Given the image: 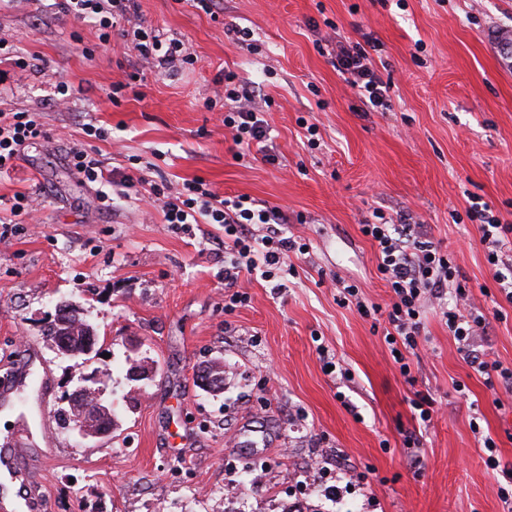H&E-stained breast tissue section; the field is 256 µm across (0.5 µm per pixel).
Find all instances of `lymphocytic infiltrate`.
<instances>
[{
	"label": "lymphocytic infiltrate",
	"instance_id": "f902f5d3",
	"mask_svg": "<svg viewBox=\"0 0 512 512\" xmlns=\"http://www.w3.org/2000/svg\"><path fill=\"white\" fill-rule=\"evenodd\" d=\"M58 6L74 19L90 20L99 31L101 44H110L113 35H120L124 47L135 53L141 65L155 72L194 62L183 40L145 30L138 16L137 0H58ZM336 68L371 107L388 109L390 86L382 80L374 58L364 48L338 45ZM215 84L222 87L228 103L224 126L234 144L247 148L262 145L267 128L256 108L262 95L261 84L232 71L220 73ZM46 136L38 111L0 110V172L13 169L25 145ZM70 158L73 169L88 182L110 185L120 179L144 186L148 199L160 203L166 223L176 227L199 222L223 225L224 285L232 290L230 305L245 301L244 295L234 290L242 273L258 270L266 278L276 269L294 273V265L287 262L289 253L303 254L308 249L307 244L282 235L280 226L287 223L288 215L280 207L257 205L245 195H218L206 189L199 179L175 189L142 176H124L119 168L105 167L92 148L82 142L71 148ZM468 216L476 221L480 240L487 246L486 260L493 282L505 300L512 303V262L504 258L512 251V225L501 223L487 206L477 203L471 204ZM360 232L374 247L377 276L391 292L385 334L393 361L405 380L413 378L409 357L424 330L425 312L432 309L438 311L466 362L485 385L512 392V369L488 359L484 350L474 344L475 336L486 327L483 316L464 305L448 303L449 293L461 297L466 294L454 257L427 239L422 224L407 213L389 216L373 211L370 219L361 224Z\"/></svg>",
	"mask_w": 512,
	"mask_h": 512
}]
</instances>
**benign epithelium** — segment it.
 Segmentation results:
<instances>
[{"label":"benign epithelium","instance_id":"benign-epithelium-1","mask_svg":"<svg viewBox=\"0 0 512 512\" xmlns=\"http://www.w3.org/2000/svg\"><path fill=\"white\" fill-rule=\"evenodd\" d=\"M57 354L79 359L82 363H91L98 359L99 350L96 348L95 338H90L80 351H75L65 342L59 343L54 347ZM102 382L98 369H93L90 373L81 379V383L71 391H66L61 402L70 406L75 404L83 395H88L94 399L96 408L89 410L82 409V412L73 417L72 429L86 441H94L106 436L112 435L116 428L117 411L113 403H107L101 398V389L99 384Z\"/></svg>","mask_w":512,"mask_h":512}]
</instances>
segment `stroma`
<instances>
[{
	"label": "stroma",
	"mask_w": 512,
	"mask_h": 512,
	"mask_svg": "<svg viewBox=\"0 0 512 512\" xmlns=\"http://www.w3.org/2000/svg\"><path fill=\"white\" fill-rule=\"evenodd\" d=\"M52 2L0 0V39L29 62L0 61V109L40 111L49 132L0 173V202L24 193L37 208L0 241V373L29 344L53 378L51 444L29 461L40 512H512L479 440L490 435L512 462V392L484 386L432 311L406 383L382 328L338 304L336 290L355 279L365 303L389 304L359 226L376 208L413 212L456 256L471 303L491 319L486 348L512 368V306L467 216L479 202L512 224V64L496 45L512 33V0H216L208 13L139 0L145 26L183 39L195 62L144 71L114 103L129 51L117 38L100 47L93 24ZM231 25L251 47L225 37ZM339 40L374 45L389 109L366 107L345 82ZM227 68L262 82L274 161L239 152L221 112L206 108ZM59 79L75 91L67 110L52 104ZM308 122L318 146L307 144ZM88 123L106 133L93 142L100 159L122 173L198 178L302 216L282 227L309 242L295 275L279 289L242 275L247 300L226 310L222 225L174 229L121 184L103 206L69 164ZM62 298L94 324L104 397L121 409L96 442L58 419L60 396L89 371L43 334ZM322 346L348 377L325 371ZM217 359L224 389L204 392L196 372ZM134 367L152 378H131ZM418 391L437 402L426 423L411 407ZM406 430L419 447H404Z\"/></svg>",
	"instance_id": "stroma-1"
}]
</instances>
